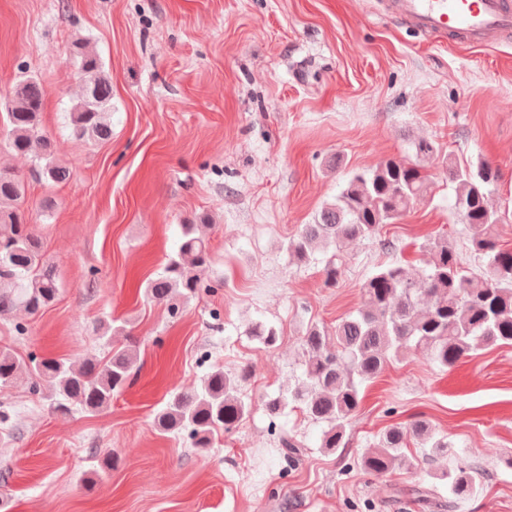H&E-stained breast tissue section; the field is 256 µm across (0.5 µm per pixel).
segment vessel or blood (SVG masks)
<instances>
[{
  "label": "vessel or blood",
  "instance_id": "b4317fda",
  "mask_svg": "<svg viewBox=\"0 0 512 512\" xmlns=\"http://www.w3.org/2000/svg\"><path fill=\"white\" fill-rule=\"evenodd\" d=\"M390 15L421 35L484 45L512 36V0H386Z\"/></svg>",
  "mask_w": 512,
  "mask_h": 512
}]
</instances>
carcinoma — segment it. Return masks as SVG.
<instances>
[{
    "label": "carcinoma",
    "mask_w": 512,
    "mask_h": 512,
    "mask_svg": "<svg viewBox=\"0 0 512 512\" xmlns=\"http://www.w3.org/2000/svg\"><path fill=\"white\" fill-rule=\"evenodd\" d=\"M71 55L83 78V92L68 119L73 136L87 142L112 139V83L100 55L87 40L72 43ZM46 88L34 75L16 81L4 110L8 128L6 149L28 156L47 181L64 183L71 168L56 157L54 143L40 125ZM416 160L389 158L374 167L350 174L335 202L323 207L314 223L288 239V251L307 260L323 245L340 250L380 235L384 225L400 217L420 197L430 182L420 161L438 155L430 141L413 144ZM448 182L455 193L453 208L470 231L469 249L481 261L476 271L466 268L455 247L445 237L424 246L427 259L418 278L398 264L377 267L362 284L364 305L336 324V348L329 346L327 331L314 325L302 337L305 353L302 372L288 394L270 400L271 414L279 416L289 405L301 410L314 424L323 426L320 447L330 451L346 447V426L358 411L364 384L375 379L392 361L412 348L426 350L441 369H451L479 346L512 347V249L499 243L500 211L491 204L499 171L477 161L445 162ZM25 184L5 167L0 168V316L20 307L36 315L58 298L59 283L43 258L42 241L22 208ZM208 239L198 225H181L175 256L162 272L148 280L146 296L165 303L175 313V301L188 300L207 288L201 278L211 265ZM324 284L334 287L340 277L336 257L325 261ZM254 336L273 347L274 327L257 324ZM136 345L108 344L103 356H87L74 365L55 358L24 360L0 349V386L20 378L61 414L73 409L96 414L131 384L136 373ZM252 375L244 365L236 373L214 366L200 387L171 396L156 413L162 433L184 435L201 453L213 447L216 436L233 432L249 413L243 388ZM422 448V460L431 465L448 453V439L437 436L426 421L410 428L392 427L366 449L361 469L384 476L404 458L408 438ZM303 444L285 431L279 454L289 464L297 461ZM431 476L447 482L451 497L467 500L484 481L478 453L472 452Z\"/></svg>",
    "instance_id": "cac0c4a2"
}]
</instances>
